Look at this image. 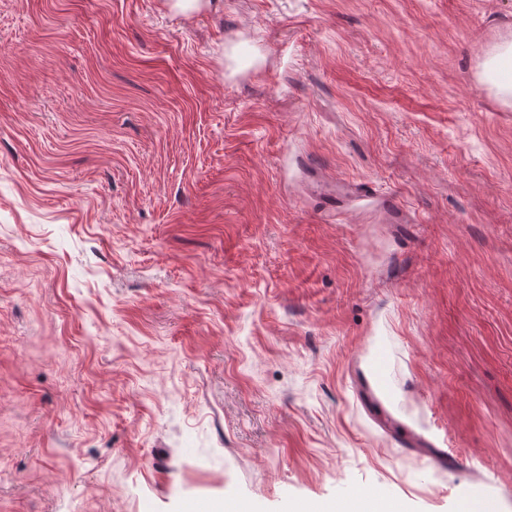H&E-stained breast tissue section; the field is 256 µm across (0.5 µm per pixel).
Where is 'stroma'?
<instances>
[{"label": "stroma", "mask_w": 512, "mask_h": 512, "mask_svg": "<svg viewBox=\"0 0 512 512\" xmlns=\"http://www.w3.org/2000/svg\"><path fill=\"white\" fill-rule=\"evenodd\" d=\"M508 40L512 0H0V512H512Z\"/></svg>", "instance_id": "1"}]
</instances>
